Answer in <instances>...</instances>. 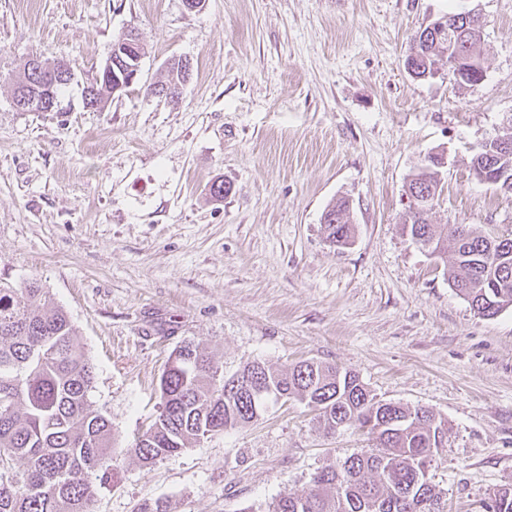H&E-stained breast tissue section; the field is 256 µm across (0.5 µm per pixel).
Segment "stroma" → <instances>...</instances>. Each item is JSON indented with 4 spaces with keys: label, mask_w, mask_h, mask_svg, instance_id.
Returning a JSON list of instances; mask_svg holds the SVG:
<instances>
[{
    "label": "stroma",
    "mask_w": 512,
    "mask_h": 512,
    "mask_svg": "<svg viewBox=\"0 0 512 512\" xmlns=\"http://www.w3.org/2000/svg\"><path fill=\"white\" fill-rule=\"evenodd\" d=\"M478 9L486 76L405 67L412 38ZM136 29L140 77L99 112L80 84ZM66 59L65 111L21 112L28 59ZM191 63L178 104L152 93ZM512 126V0H0V284L35 279L74 322L112 423L114 480L96 512H266L367 447L291 400L257 421L142 466L128 453L159 411L184 342L225 373L260 359L347 368L377 399L447 428L429 479L443 512H486L512 486V307L476 315L449 262L401 231L405 183L444 154L431 221L512 231V194L477 180L475 146ZM229 184L214 197L212 184ZM347 200L351 245L325 240Z\"/></svg>",
    "instance_id": "obj_1"
}]
</instances>
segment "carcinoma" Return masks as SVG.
<instances>
[{
  "label": "carcinoma",
  "mask_w": 512,
  "mask_h": 512,
  "mask_svg": "<svg viewBox=\"0 0 512 512\" xmlns=\"http://www.w3.org/2000/svg\"><path fill=\"white\" fill-rule=\"evenodd\" d=\"M481 37L455 29L421 48L434 75L437 58L466 50L476 54ZM492 167L485 183L512 194V153L487 140L472 157L473 169ZM423 160L405 193L402 232L433 255L451 253L452 286L483 318L512 306V236L491 237L473 226L418 222L414 184L432 183ZM336 223L323 225L326 239L341 246L353 237L346 203L331 206ZM253 376L249 365L226 376L199 346L187 342L160 378V408L146 431L127 449L150 465L180 453L206 436L253 422L265 400L295 398L318 414L325 429L355 426L371 447L316 472L304 495L285 494L268 512H442L433 485L422 486L420 466L442 447L444 429L421 407L382 404L351 370L312 361L277 368L263 364L266 399L229 389ZM94 379L69 316L52 306L36 282L0 287V512H94L96 484H104L112 459V424L88 402ZM23 468H16L17 463ZM488 512H512V488L494 495Z\"/></svg>",
  "instance_id": "cac0c4a2"
}]
</instances>
